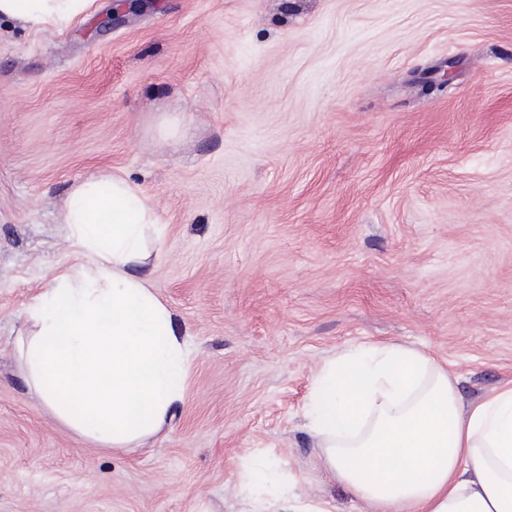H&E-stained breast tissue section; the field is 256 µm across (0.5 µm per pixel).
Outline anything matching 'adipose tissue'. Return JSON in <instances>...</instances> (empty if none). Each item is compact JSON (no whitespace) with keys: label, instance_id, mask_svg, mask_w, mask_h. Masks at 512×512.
I'll use <instances>...</instances> for the list:
<instances>
[{"label":"adipose tissue","instance_id":"1","mask_svg":"<svg viewBox=\"0 0 512 512\" xmlns=\"http://www.w3.org/2000/svg\"><path fill=\"white\" fill-rule=\"evenodd\" d=\"M91 0H0V18L63 30ZM79 262L29 308L18 348L53 416L109 449L157 434L183 394L191 350L148 273L156 207L117 174L65 203ZM305 418L330 473L375 512H512V381L463 405L452 373L394 343L319 370Z\"/></svg>","mask_w":512,"mask_h":512}]
</instances>
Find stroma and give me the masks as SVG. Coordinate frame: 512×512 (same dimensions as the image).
Returning a JSON list of instances; mask_svg holds the SVG:
<instances>
[{"label": "stroma", "mask_w": 512, "mask_h": 512, "mask_svg": "<svg viewBox=\"0 0 512 512\" xmlns=\"http://www.w3.org/2000/svg\"><path fill=\"white\" fill-rule=\"evenodd\" d=\"M117 8L0 19V512H370L305 428L328 359L404 344L467 403L512 379V0ZM106 172L157 205L152 283L192 351L122 450L60 425L17 350L77 262L63 202Z\"/></svg>", "instance_id": "1"}]
</instances>
